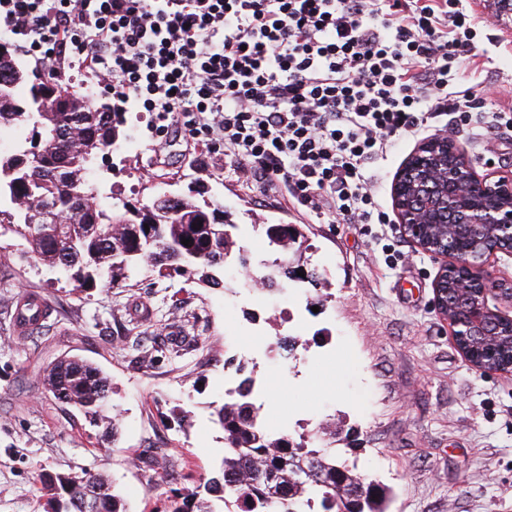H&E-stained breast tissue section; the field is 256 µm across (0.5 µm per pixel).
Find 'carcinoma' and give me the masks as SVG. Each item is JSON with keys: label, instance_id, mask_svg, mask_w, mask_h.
Here are the masks:
<instances>
[{"label": "carcinoma", "instance_id": "1", "mask_svg": "<svg viewBox=\"0 0 512 512\" xmlns=\"http://www.w3.org/2000/svg\"><path fill=\"white\" fill-rule=\"evenodd\" d=\"M42 87L15 53L0 55V130L31 124L38 137L29 148L19 144L0 154V201L13 209L5 230L26 243L19 260L36 258L63 272L78 290L119 288L142 270L224 287V249L238 248L236 236L227 241L216 232L236 229L226 211L179 195L169 204L151 203L123 213L114 205L104 209L88 173L95 157L116 145L124 121L111 104L92 94L61 112H38ZM34 149L41 160L32 169L24 159ZM263 231L278 255L288 254V238L297 233L291 224H265ZM184 239L190 243L182 244ZM239 258V266L266 277L270 287L290 278L288 265L279 258L262 269L242 254ZM245 371L238 367L244 378L212 413L224 431L219 469L200 484L203 491L185 494L183 504H193L196 512H220L215 502L229 500L234 512H273L269 498L276 496L288 503L278 512H385L388 489L351 478L353 469L336 458V438L324 432L274 435L259 423L251 401L254 376ZM43 381L58 402L104 423V440L115 437V419L105 415L111 384L101 369L66 356L45 370ZM353 481L362 482L364 493L351 508L339 491L341 483ZM99 483L92 471L84 470L69 484H45L42 490L48 506L57 501L61 512H87L91 486Z\"/></svg>", "mask_w": 512, "mask_h": 512}]
</instances>
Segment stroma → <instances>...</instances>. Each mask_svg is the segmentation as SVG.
<instances>
[{
    "label": "stroma",
    "mask_w": 512,
    "mask_h": 512,
    "mask_svg": "<svg viewBox=\"0 0 512 512\" xmlns=\"http://www.w3.org/2000/svg\"><path fill=\"white\" fill-rule=\"evenodd\" d=\"M470 5L499 23L478 30V62L466 75L499 93L460 141L478 173L507 172L512 131H499L497 119L512 114V13L498 14L497 0ZM125 133L139 149L120 141L92 164L103 207L137 208L198 186L232 213L238 243L256 266L273 258L263 225H300L328 300L318 302L301 281L272 298L240 281L213 289L151 271L123 288L73 295L59 272L18 261L21 239L0 234V278L11 283L0 288V512H44L42 475L84 469L121 489L128 512H172L177 491L211 477L223 455L224 433L211 412L237 383L239 361L256 364L254 396L274 430L308 435L333 422L346 431L336 443L340 459L391 488L388 512H512V372H481L458 349L433 308L442 259L418 252L395 224L317 223L280 194L225 173L223 157L200 166L185 138L158 136L141 113H127ZM418 144L399 139L371 164L385 209ZM25 290L52 313L36 334L18 339L10 308ZM140 301L151 308L148 320L131 314ZM182 330L197 337V350L138 359L136 345L175 346ZM282 336L294 339L293 349L270 353ZM66 354L109 375L115 442L101 443L100 427L43 388L44 368ZM154 440L166 463L149 469L143 457Z\"/></svg>",
    "instance_id": "obj_1"
}]
</instances>
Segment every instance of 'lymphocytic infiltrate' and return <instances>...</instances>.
I'll return each instance as SVG.
<instances>
[{
	"label": "lymphocytic infiltrate",
	"instance_id": "1",
	"mask_svg": "<svg viewBox=\"0 0 512 512\" xmlns=\"http://www.w3.org/2000/svg\"><path fill=\"white\" fill-rule=\"evenodd\" d=\"M479 18L465 0H0V37L62 77L91 71L117 114L146 112L239 179L330 224H386L371 163L437 113L452 132Z\"/></svg>",
	"mask_w": 512,
	"mask_h": 512
}]
</instances>
